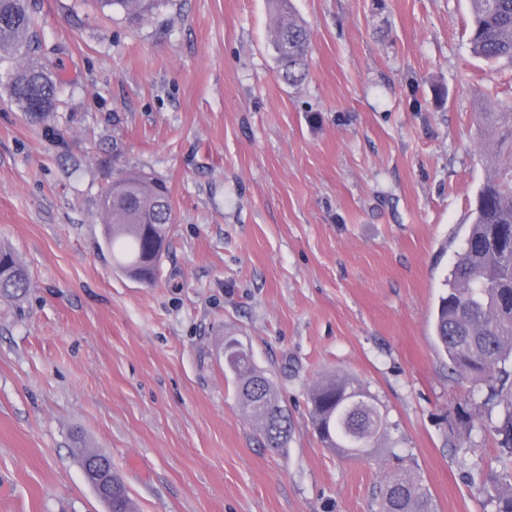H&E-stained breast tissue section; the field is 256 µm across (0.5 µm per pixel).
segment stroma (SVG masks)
I'll return each mask as SVG.
<instances>
[{"label": "stroma", "mask_w": 512, "mask_h": 512, "mask_svg": "<svg viewBox=\"0 0 512 512\" xmlns=\"http://www.w3.org/2000/svg\"><path fill=\"white\" fill-rule=\"evenodd\" d=\"M310 75L281 81L269 0H160L139 24L96 0H39L65 82L30 118L0 63V246L27 266L0 297V512H106L76 438L108 455L135 512H374L409 459L435 512H493L498 435L464 430L431 312L512 102V63L476 58L468 0H292ZM163 180L157 276L112 264L99 196L113 165ZM235 338L292 420L265 448L224 373ZM353 379L392 424L381 450L323 447L307 393Z\"/></svg>", "instance_id": "1"}]
</instances>
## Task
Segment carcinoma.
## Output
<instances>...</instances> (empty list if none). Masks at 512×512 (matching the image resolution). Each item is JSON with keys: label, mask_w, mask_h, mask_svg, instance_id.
<instances>
[{"label": "carcinoma", "mask_w": 512, "mask_h": 512, "mask_svg": "<svg viewBox=\"0 0 512 512\" xmlns=\"http://www.w3.org/2000/svg\"><path fill=\"white\" fill-rule=\"evenodd\" d=\"M276 20L271 47L280 78L290 86L309 74L311 33L297 18L291 0H271ZM473 54L490 64L512 62V0H469ZM102 11L140 22L157 9L158 0H98ZM37 0H0V59L21 60L8 73V89L18 108L35 120L55 111L63 81L56 72V49L34 32ZM494 137V166L481 186L466 243L444 280L445 292L432 313V334L452 373L485 383L497 414L486 423L501 436L503 470L484 487L495 512H512V106L507 112H484ZM104 245L116 265L141 282L154 280L174 222L169 189L151 176L114 168L112 183L100 194ZM30 288L27 270L0 248V297L20 298ZM242 410L254 419L267 448L288 447L292 423L273 380L256 368L252 356L236 345L234 361L225 362ZM311 424L320 442L350 456L351 444L365 454L377 450L388 421L377 399L357 381L324 376L308 391ZM109 512H134L131 498L112 471ZM376 512H434L418 479L405 470L392 473L380 487Z\"/></svg>", "instance_id": "cac0c4a2"}]
</instances>
